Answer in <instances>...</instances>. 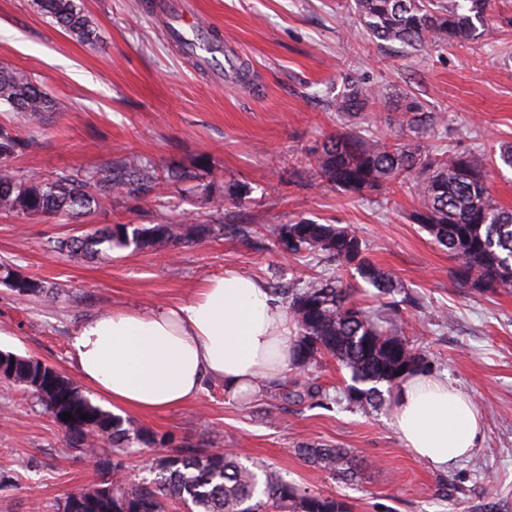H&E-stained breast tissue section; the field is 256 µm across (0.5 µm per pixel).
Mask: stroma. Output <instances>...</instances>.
Listing matches in <instances>:
<instances>
[{
  "mask_svg": "<svg viewBox=\"0 0 512 512\" xmlns=\"http://www.w3.org/2000/svg\"><path fill=\"white\" fill-rule=\"evenodd\" d=\"M192 2L204 22L200 36L219 28L224 51L242 53L231 82L223 80L224 52L205 63L169 40L153 0H83L97 34L91 44L55 27L32 0H0V66L37 79L57 103L37 129L0 105V127L29 143L12 159L15 169L42 180L124 155L197 173L188 183H161L137 203L113 198L88 216L0 213V264L68 286L54 299L22 298L0 283V351L78 380L68 340L80 321L186 301L228 268L269 288L336 275L374 291L355 269L305 253L282 257L254 233H217L173 250L116 249L79 264L53 251L55 240L93 225L157 224L184 210L202 224L348 225L370 261L403 285L409 301L400 314L434 375L475 402L484 435L469 459L438 470L414 457L392 426V394L379 409L353 407L344 397L350 373L329 357L308 374L327 395L321 405L290 399L300 377L288 370L248 400L208 382L188 403L135 421L179 445L245 452L302 487L345 500L351 512H512V290L458 284L455 261L414 223L418 203L408 191L351 199L310 174L288 181L299 158L343 132L334 103L347 73L391 93L412 92L441 113L444 145L488 154L512 144V0L481 42L417 50L378 49L338 0ZM233 183L250 190L242 205L222 198ZM310 444L348 449L356 476L342 480L304 462L298 450ZM100 471L34 397L0 380V512H31L35 504L57 512L67 493L95 484Z\"/></svg>",
  "mask_w": 512,
  "mask_h": 512,
  "instance_id": "stroma-1",
  "label": "stroma"
}]
</instances>
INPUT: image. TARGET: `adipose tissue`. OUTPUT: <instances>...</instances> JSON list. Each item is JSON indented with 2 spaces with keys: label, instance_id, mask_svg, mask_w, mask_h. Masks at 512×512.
I'll return each instance as SVG.
<instances>
[{
  "label": "adipose tissue",
  "instance_id": "1",
  "mask_svg": "<svg viewBox=\"0 0 512 512\" xmlns=\"http://www.w3.org/2000/svg\"><path fill=\"white\" fill-rule=\"evenodd\" d=\"M293 344L280 300L261 281L229 269L187 302L84 320L69 338V354L86 385L148 414L195 398L209 379L234 396L257 392L287 369ZM394 409L404 446L434 468L448 469L482 439L470 396L438 377H407Z\"/></svg>",
  "mask_w": 512,
  "mask_h": 512
}]
</instances>
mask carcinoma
Here are the masks:
<instances>
[{
    "label": "carcinoma",
    "mask_w": 512,
    "mask_h": 512,
    "mask_svg": "<svg viewBox=\"0 0 512 512\" xmlns=\"http://www.w3.org/2000/svg\"><path fill=\"white\" fill-rule=\"evenodd\" d=\"M37 10L76 39L90 43L95 27L83 0H34ZM350 8L377 46L398 43L409 47H444L473 42L489 34L487 21L499 0H350ZM0 104L24 115L32 125L53 109L52 99L27 75L0 66ZM376 106L389 112V137L368 130L328 136L312 151L310 166L320 183L351 198L393 185L408 188L418 198L413 220L432 241L456 261V279L479 290L512 288V208L497 204L490 192V169H512V146L499 152H453L446 147L428 151L424 141L436 136L443 121L428 112L408 92L392 96L348 74L336 96V112L349 122L364 120ZM25 142L0 128V212L78 216L104 208L119 195L146 198L160 184L196 179L192 169L158 168L116 156L92 169H60L48 180L26 178L5 165ZM266 237L286 255L314 254L341 266L354 267L377 289L381 308H365L354 300L356 290L336 277H316L304 287L282 289L296 327L291 367L301 374L322 355L349 370L345 399L361 408L383 403L380 385L392 391L407 376L428 371L423 352L405 336L398 319L383 308L398 310L394 295L402 285L373 264L358 232L335 224L301 219L262 225ZM224 231L222 224H198L191 214L161 224H106L82 237L54 241L53 251L73 261L104 255L114 249L175 248L188 241ZM0 282L20 296L55 298L57 284L24 277L0 266ZM13 382L34 394L58 421L69 412L64 429L81 452L108 458L109 469L90 488L67 494L58 512L78 502L80 512H168L178 504L186 512H349L346 502L301 488L275 469L246 464L240 453L199 451L188 446L169 453L174 438L140 427L129 417L95 405L54 367L33 358L4 353ZM89 414L86 419L83 414ZM161 448L153 457L154 478L131 485L124 460L133 445ZM309 463L334 476L355 475L354 461L344 448L312 444L298 449Z\"/></svg>",
    "instance_id": "carcinoma-1"
}]
</instances>
